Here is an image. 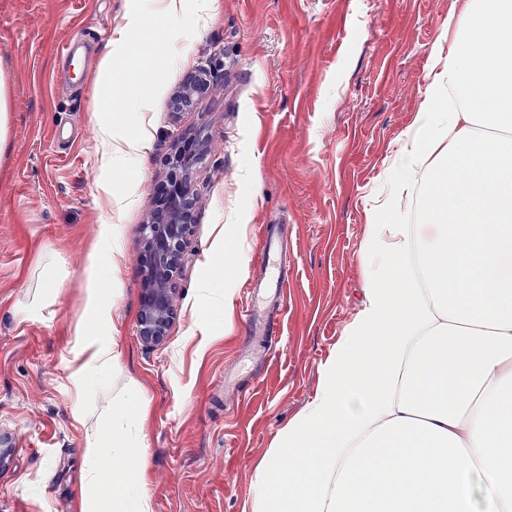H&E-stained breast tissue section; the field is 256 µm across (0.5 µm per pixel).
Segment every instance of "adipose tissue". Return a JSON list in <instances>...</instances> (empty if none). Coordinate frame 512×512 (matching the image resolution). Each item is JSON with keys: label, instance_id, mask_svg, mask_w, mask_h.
I'll return each instance as SVG.
<instances>
[{"label": "adipose tissue", "instance_id": "adipose-tissue-1", "mask_svg": "<svg viewBox=\"0 0 512 512\" xmlns=\"http://www.w3.org/2000/svg\"><path fill=\"white\" fill-rule=\"evenodd\" d=\"M160 17L192 37L187 0H134L95 81L121 111L98 112L96 189L111 203L114 177L141 172L153 141L160 82L127 95L115 65L146 57L133 41ZM431 68L380 207L367 213L359 313L323 368L317 397L280 431L255 468L252 512H512V0H464ZM423 223L406 224L418 180ZM121 227L100 225L86 257L85 317L77 329V390L100 387L85 422L81 512H152L144 436L148 409L130 410L141 382L112 380L120 362L106 337L120 284ZM224 280L201 297L231 315L245 261L217 239Z\"/></svg>", "mask_w": 512, "mask_h": 512}]
</instances>
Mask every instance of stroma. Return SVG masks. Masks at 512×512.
<instances>
[{"label":"stroma","mask_w":512,"mask_h":512,"mask_svg":"<svg viewBox=\"0 0 512 512\" xmlns=\"http://www.w3.org/2000/svg\"><path fill=\"white\" fill-rule=\"evenodd\" d=\"M132 0H0V70L15 104L0 151V431L14 451L0 467V512H80L84 426L75 329L85 312V257L100 225L121 223V287L110 333L122 368L144 383L149 414L145 489L152 512H251L256 463L317 395L326 360L363 300L366 212L429 85L433 50L459 0H218L186 60L165 64L156 130L137 206L117 217L96 192L90 114L108 107L93 74ZM66 39L91 44L69 60ZM211 87L173 114L172 92L198 68ZM207 139L193 170L199 195L177 317L167 340L136 334L141 225L175 142ZM283 224L288 288L279 347L256 375L225 389L245 342L240 312L204 352L186 339L219 224H239L248 266L260 224ZM59 285L25 314L46 259Z\"/></svg>","instance_id":"stroma-1"}]
</instances>
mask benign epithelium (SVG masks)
I'll use <instances>...</instances> for the list:
<instances>
[{
  "instance_id": "7a95c632",
  "label": "benign epithelium",
  "mask_w": 512,
  "mask_h": 512,
  "mask_svg": "<svg viewBox=\"0 0 512 512\" xmlns=\"http://www.w3.org/2000/svg\"><path fill=\"white\" fill-rule=\"evenodd\" d=\"M207 88L205 77L192 75L189 81L173 91L172 111L191 110ZM173 171L180 181L178 196L167 204L155 206L143 225L147 270L137 317V333L148 346L163 343L175 319L182 264L197 208V193L191 185L189 168L175 162Z\"/></svg>"
}]
</instances>
